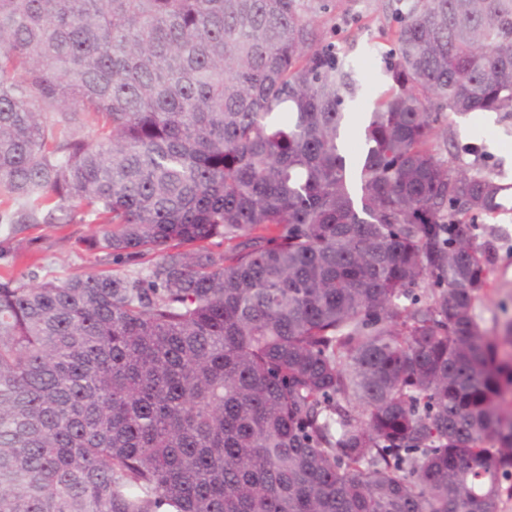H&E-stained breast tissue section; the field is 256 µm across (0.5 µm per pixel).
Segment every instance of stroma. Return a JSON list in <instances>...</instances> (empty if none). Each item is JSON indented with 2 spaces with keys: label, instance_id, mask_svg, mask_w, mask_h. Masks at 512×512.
I'll list each match as a JSON object with an SVG mask.
<instances>
[{
  "label": "stroma",
  "instance_id": "1",
  "mask_svg": "<svg viewBox=\"0 0 512 512\" xmlns=\"http://www.w3.org/2000/svg\"><path fill=\"white\" fill-rule=\"evenodd\" d=\"M325 4L319 16L326 40L347 56L360 86L358 96L343 107L349 120L341 137L352 143L369 118L373 99L392 83L382 33L399 21L400 4L398 0H325ZM442 123L458 148L457 165L496 183L512 182V118L499 112L460 114L447 108ZM92 230L89 224H71L61 231L45 225L31 249L45 273L61 278L80 275L92 270L95 258L75 240ZM476 314L481 328L490 333L496 324L512 320V272L493 277L491 292L479 302Z\"/></svg>",
  "mask_w": 512,
  "mask_h": 512
}]
</instances>
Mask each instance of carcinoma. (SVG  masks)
<instances>
[{
	"mask_svg": "<svg viewBox=\"0 0 512 512\" xmlns=\"http://www.w3.org/2000/svg\"><path fill=\"white\" fill-rule=\"evenodd\" d=\"M317 14L0 0V512H499L500 187L439 121L512 110V0H410L357 166ZM88 215L139 269L40 275L18 234ZM478 222L494 228L495 244L499 255L496 269L491 277L490 295L482 299L476 309L481 328L492 334L497 322L512 320V263L509 273L503 280L500 279L499 273L500 264L506 257H510L512 262V209L510 215H498L492 221L482 222L479 219Z\"/></svg>",
	"mask_w": 512,
	"mask_h": 512,
	"instance_id": "1",
	"label": "carcinoma"
}]
</instances>
